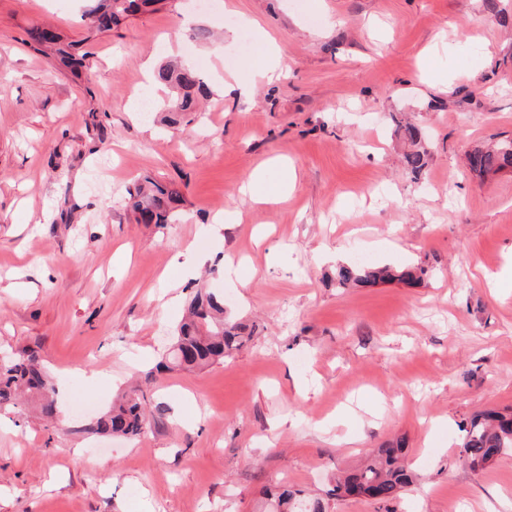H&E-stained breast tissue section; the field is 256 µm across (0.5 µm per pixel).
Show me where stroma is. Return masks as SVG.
I'll return each instance as SVG.
<instances>
[{
	"label": "stroma",
	"instance_id": "obj_1",
	"mask_svg": "<svg viewBox=\"0 0 512 512\" xmlns=\"http://www.w3.org/2000/svg\"><path fill=\"white\" fill-rule=\"evenodd\" d=\"M488 1L166 0L87 43L85 0H0V357L38 354L57 408L0 409V512H261L280 482L327 498L399 438L417 482L328 512H512V454L457 458L463 423L512 411V284L494 280L512 265V171L466 165L512 138V0ZM36 25L86 52L88 76L30 49ZM265 33L288 72L257 82ZM171 58L212 91L175 130L166 87L127 109ZM406 123L429 151L418 178ZM283 166L286 198L242 194L262 167L276 194ZM146 175L182 192L172 223H134ZM224 211L241 223L213 225ZM363 261L431 274L337 287ZM202 280L255 335L156 372ZM133 389L146 431L96 433Z\"/></svg>",
	"mask_w": 512,
	"mask_h": 512
}]
</instances>
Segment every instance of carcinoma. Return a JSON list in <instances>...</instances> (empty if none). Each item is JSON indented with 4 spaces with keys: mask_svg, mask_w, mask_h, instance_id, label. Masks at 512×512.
<instances>
[{
    "mask_svg": "<svg viewBox=\"0 0 512 512\" xmlns=\"http://www.w3.org/2000/svg\"><path fill=\"white\" fill-rule=\"evenodd\" d=\"M85 17L87 40L108 34L125 19L139 13L157 10L164 0H92ZM29 44L39 53L51 52L59 63L77 70L86 66V57H77L61 46L60 38L48 39L46 30L33 27L28 32ZM158 83L170 86L174 95L164 108L163 121L169 127L181 125L184 117L196 111L200 99L209 94L202 76L194 69L176 62H163L155 71ZM428 152L417 148L405 156L410 172L420 175L428 165ZM469 168L479 174L497 173L512 166V139L502 140L468 157ZM183 204L180 192L149 176L129 194L127 208L142 224H169ZM428 276V269L416 265L402 271L387 266L340 265L336 268V284L367 287L400 281L419 285ZM254 329L229 316L224 307V294L205 285L198 287L187 313L177 328L175 340L166 355L167 364L159 369L199 368L224 360L244 348L253 338ZM51 385L33 353L22 352L0 360V408L16 406L18 396L26 391L42 400L45 416L56 412L54 399L48 397ZM146 420L142 398L126 396L112 409L101 414L96 429L112 435L134 437L144 432ZM459 457L472 470L484 468L497 457L512 452V414L483 412L474 415L464 427ZM405 440L400 438L370 454L368 460L353 472L336 480L330 495L352 497L359 490H371L374 499L388 502L414 484L415 474L405 463ZM270 512H327V505L318 497L284 486L269 504Z\"/></svg>",
    "mask_w": 512,
    "mask_h": 512,
    "instance_id": "carcinoma-1",
    "label": "carcinoma"
}]
</instances>
